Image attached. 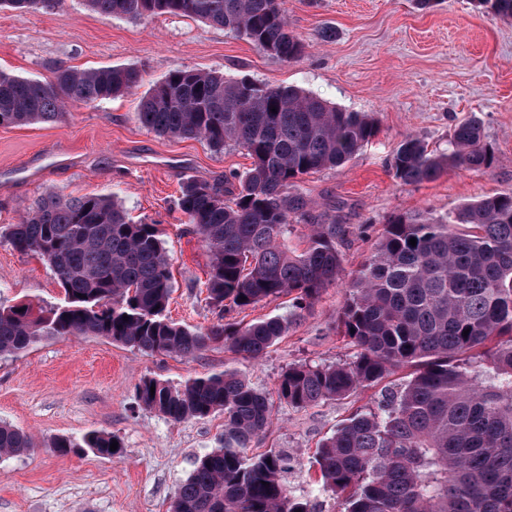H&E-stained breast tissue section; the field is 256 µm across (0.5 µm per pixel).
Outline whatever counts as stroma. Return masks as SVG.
Segmentation results:
<instances>
[{
  "instance_id": "1",
  "label": "stroma",
  "mask_w": 512,
  "mask_h": 512,
  "mask_svg": "<svg viewBox=\"0 0 512 512\" xmlns=\"http://www.w3.org/2000/svg\"><path fill=\"white\" fill-rule=\"evenodd\" d=\"M291 29L308 48L282 63L258 53L240 34L185 15L136 22L93 13L84 0L20 15L0 10V70L46 79L63 62L79 68L129 64L143 88L178 68L213 70L271 86H293L338 108L366 112L380 131L336 168L306 176L301 192L318 212L345 224L335 284L258 361L235 358L223 344L197 357L149 355L97 336L46 340L0 357V422L31 434L35 452L0 457V512H169L173 493L193 462L224 430L220 413L175 423L144 409L135 386L144 377L172 385L238 368L273 400V423L258 451L286 453L287 484L309 494L319 474L317 447L359 410H377L384 389L406 380L392 371L375 387L297 409L278 401L288 366L350 361L354 348L336 332L346 286L374 252L384 224L397 213L445 214L488 195L512 193V21L477 9L474 0H287ZM332 38L320 39L322 29ZM137 99L96 107L70 105L55 123L0 127V228L18 223L26 205L48 193L113 195L136 221L159 225L172 263L173 320L205 329L218 316L206 300L209 253L176 207L187 178L214 180L251 165L245 151L217 153L202 141L161 137L136 117ZM480 121L499 158L490 171L451 169L420 185L400 184L389 166L405 135L444 151L455 125ZM61 289L37 256L0 238V306L58 304ZM104 430L124 442L123 455L58 453L51 440H80Z\"/></svg>"
}]
</instances>
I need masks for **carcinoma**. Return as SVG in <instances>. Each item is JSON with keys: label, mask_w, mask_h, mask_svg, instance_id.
<instances>
[{"label": "carcinoma", "mask_w": 512, "mask_h": 512, "mask_svg": "<svg viewBox=\"0 0 512 512\" xmlns=\"http://www.w3.org/2000/svg\"><path fill=\"white\" fill-rule=\"evenodd\" d=\"M50 2L0 0V10L22 14ZM285 2L85 0L95 13L131 21L196 17L288 63L307 45L290 28ZM475 2L512 19V0ZM141 82L132 65L55 63L48 81L1 70L0 126L55 122L69 103L95 107L134 93ZM136 112L159 136L201 140L218 153L239 147L252 159L246 171L222 180L183 181L176 200L209 251L205 288L219 322L203 331L169 316L173 279L157 225L132 222L112 196L50 193L0 236L49 266L63 302L37 313L29 304L0 308V356L48 338L102 336L146 354L183 358L222 342L255 360L288 333L289 319L244 323L226 320L229 313L288 295L299 317L336 282L346 230L313 214L299 186L367 146L378 134L373 118L299 88L188 68L156 82ZM495 163L480 122L467 119L455 126L447 150L430 151L408 135L389 165L401 184L420 185L450 167L487 170ZM298 220L310 224L300 253L287 243ZM336 329L356 349L353 360L288 367L277 383L279 399L305 408L374 386L393 368L411 372L386 390L379 411L353 413L322 441L315 456L318 491L332 494L339 512H512V194L465 202L444 216L394 215L349 283ZM135 395L144 409L173 422L224 414V435L195 460L170 512H319L288 490L286 454L250 452L271 425L272 406L238 368L179 386L144 377ZM35 447L29 434L0 423L1 455ZM49 447L104 458L124 451L119 436L95 429L79 443L61 437Z\"/></svg>", "instance_id": "1"}]
</instances>
